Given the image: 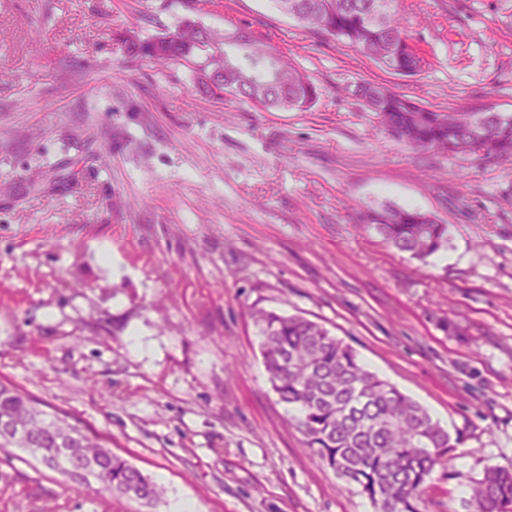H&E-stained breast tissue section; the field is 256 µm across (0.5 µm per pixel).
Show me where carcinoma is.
Masks as SVG:
<instances>
[{
	"instance_id": "carcinoma-1",
	"label": "carcinoma",
	"mask_w": 512,
	"mask_h": 512,
	"mask_svg": "<svg viewBox=\"0 0 512 512\" xmlns=\"http://www.w3.org/2000/svg\"><path fill=\"white\" fill-rule=\"evenodd\" d=\"M279 11L302 16V24L349 45L382 68L413 76L422 58L407 51L409 36L395 0H274ZM202 26L180 22L175 33L141 40L123 37L129 51L159 64L194 65ZM223 57L210 61L194 78V87L217 98L208 81L219 78L222 92L240 96L265 110L306 111L319 98L309 75L283 59L246 30L209 31ZM354 95L376 113L383 129L399 142L450 154L512 157V114L464 113L456 116L428 108L413 98L372 82ZM483 127L474 135L472 125ZM383 240L400 251L425 259L448 243V225L415 209L370 208L360 214ZM263 364L280 402L298 410V427L322 466L357 487L374 512H421L426 484L437 466L454 451L447 430L429 412L394 385L370 371L356 351L321 324L298 315L256 309L252 313ZM20 425L45 450L44 467L63 473L62 463L100 469L103 490L152 504L164 488L126 459L115 455L103 438L85 430L78 443L67 442L81 422L64 411L48 412L32 395L0 382V426ZM474 512H503L512 504V472L489 468L468 479Z\"/></svg>"
}]
</instances>
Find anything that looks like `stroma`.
<instances>
[{"label": "stroma", "instance_id": "stroma-1", "mask_svg": "<svg viewBox=\"0 0 512 512\" xmlns=\"http://www.w3.org/2000/svg\"><path fill=\"white\" fill-rule=\"evenodd\" d=\"M399 4L409 77L273 0H0V381L166 489L74 488L14 448L0 512H374L279 402L255 307L323 324L457 439L422 512H472L463 477L512 471V165L411 148L352 94L512 113V0ZM184 18L275 46L318 101L206 98L117 38ZM384 205L447 224L448 261L361 223Z\"/></svg>", "mask_w": 512, "mask_h": 512}]
</instances>
